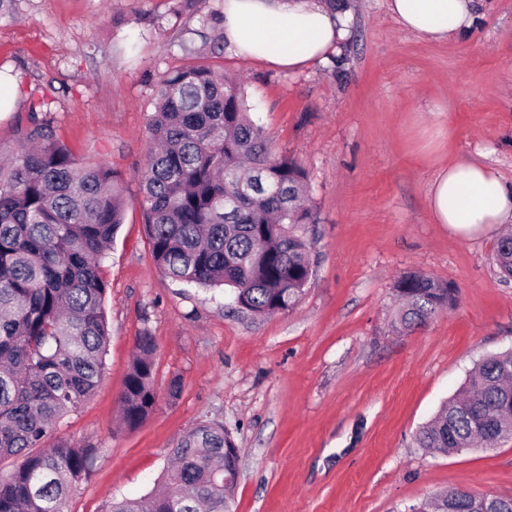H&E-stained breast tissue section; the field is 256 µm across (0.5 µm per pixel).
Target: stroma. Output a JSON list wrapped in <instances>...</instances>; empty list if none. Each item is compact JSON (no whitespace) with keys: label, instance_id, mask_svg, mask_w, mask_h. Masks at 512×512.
Masks as SVG:
<instances>
[{"label":"stroma","instance_id":"1","mask_svg":"<svg viewBox=\"0 0 512 512\" xmlns=\"http://www.w3.org/2000/svg\"><path fill=\"white\" fill-rule=\"evenodd\" d=\"M474 5L467 35L432 41L387 0H347L337 52L289 71L225 43L224 0H15L0 16V76L16 87L0 99V150L36 119L78 158L125 175V222L102 266L103 376L50 436L100 450L68 512L148 494L204 422L241 450L233 512H412L449 489L512 498V438L449 455L414 442L475 363L512 351V277L493 262L504 225L460 237L428 200L451 160L512 185V0ZM201 63L242 80L252 120L273 155L305 169L318 214L302 299L256 320L232 313L222 290L163 276L141 219L155 84ZM408 273L452 282L457 297L398 332L393 285ZM145 332L158 401L130 429L121 397Z\"/></svg>","mask_w":512,"mask_h":512}]
</instances>
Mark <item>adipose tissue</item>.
<instances>
[{"mask_svg": "<svg viewBox=\"0 0 512 512\" xmlns=\"http://www.w3.org/2000/svg\"><path fill=\"white\" fill-rule=\"evenodd\" d=\"M403 28L434 41L468 32L474 0H389ZM344 31L317 0H224V38L237 55L295 70L338 47ZM436 223L469 234L512 222V187L488 166L456 161L441 169L429 194Z\"/></svg>", "mask_w": 512, "mask_h": 512, "instance_id": "ef3b65f1", "label": "adipose tissue"}]
</instances>
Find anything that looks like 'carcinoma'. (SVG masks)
<instances>
[{
    "mask_svg": "<svg viewBox=\"0 0 512 512\" xmlns=\"http://www.w3.org/2000/svg\"><path fill=\"white\" fill-rule=\"evenodd\" d=\"M148 121L155 141L139 172V205L153 259L167 277L230 290L231 309L258 318L296 305L312 277L317 214L304 169L271 155L241 83L209 64L162 76ZM123 174L76 158L38 122L0 157V512H67L99 449L48 443L54 427L92 396L109 339L101 261L124 222ZM494 262L512 276V234ZM448 282L401 276L394 324H425L453 305ZM153 337L136 339L122 397L126 426L154 409ZM512 353L488 357L421 427L415 442L442 454L512 437ZM224 426L200 424L172 449L159 488L113 500L106 512H232L236 486ZM417 512H512V498L450 489Z\"/></svg>",
    "mask_w": 512,
    "mask_h": 512,
    "instance_id": "obj_1",
    "label": "carcinoma"
}]
</instances>
